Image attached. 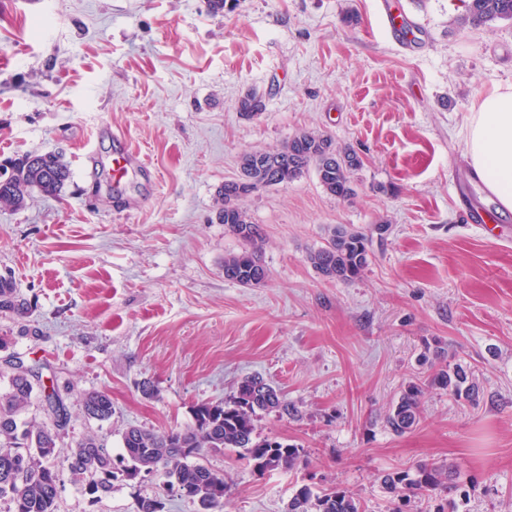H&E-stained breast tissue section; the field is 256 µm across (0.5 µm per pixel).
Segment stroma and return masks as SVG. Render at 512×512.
<instances>
[{
    "label": "stroma",
    "mask_w": 512,
    "mask_h": 512,
    "mask_svg": "<svg viewBox=\"0 0 512 512\" xmlns=\"http://www.w3.org/2000/svg\"><path fill=\"white\" fill-rule=\"evenodd\" d=\"M460 16L448 0H226L217 15L207 0H0V162L56 153L72 173L60 196L0 207V275L32 308L0 312V390L6 354L40 366L71 413L61 449L92 433L117 454L127 426L190 424L194 405L256 374L297 410L259 414V432L304 463L261 473L209 454L234 484L224 512H284L304 485L388 512L382 475L429 463L454 473L457 512H512V214L461 155L474 102L512 83V23ZM255 91L266 109L248 119L239 103ZM104 126L156 170L154 189L113 182ZM302 131L358 152L355 196L330 197L312 173L255 192L244 205L268 279L226 281L242 244L217 219L218 188L242 154ZM468 203L486 223L466 220ZM337 225L374 242L347 284L306 260ZM437 354L472 372L476 405L427 385ZM416 379L420 423L394 435L384 417ZM89 391L111 396L110 420L82 416ZM161 486L121 477L93 500L66 473L56 512H135Z\"/></svg>",
    "instance_id": "35a3bbf8"
}]
</instances>
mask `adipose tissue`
<instances>
[{"mask_svg":"<svg viewBox=\"0 0 512 512\" xmlns=\"http://www.w3.org/2000/svg\"><path fill=\"white\" fill-rule=\"evenodd\" d=\"M464 157L480 187L502 212H512V83L495 85L473 105L466 125Z\"/></svg>","mask_w":512,"mask_h":512,"instance_id":"ef3b65f1","label":"adipose tissue"}]
</instances>
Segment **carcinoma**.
Returning <instances> with one entry per match:
<instances>
[{"mask_svg": "<svg viewBox=\"0 0 512 512\" xmlns=\"http://www.w3.org/2000/svg\"><path fill=\"white\" fill-rule=\"evenodd\" d=\"M498 21H512V0H469L462 24L484 27ZM239 108L247 118L258 117L265 111V101L260 93L253 92L241 100ZM361 166L351 146L337 145L332 138L314 131L298 133L279 147L244 154L239 175L224 181L218 191L220 223L244 244L241 251L224 256V279L244 287L260 286L267 279L260 259L263 230L243 206L249 195L263 187L291 183L312 168L324 192L345 201L354 195V175ZM70 179V168L55 153L15 159L9 179H0V204L19 206L34 192L58 196ZM370 259L366 236L342 225L332 228L327 244L307 257L322 276L343 283L359 279ZM0 312L21 318L31 313L30 304L9 276H0ZM429 382L459 400L473 402L479 394L460 365L440 366ZM33 391V380L15 371L8 391L0 394V499L9 502V512H55L65 470L82 483L88 495L98 498L112 489L116 471L133 479L145 469L155 471L163 486L180 488L184 498L199 505V512H223L232 485L223 472L201 462L206 452L234 453L259 471L292 470L301 460L296 446L257 432V412L292 414L283 397L258 376L244 378L230 402L194 406L190 425L164 433L138 425L127 427L122 433V453L117 456L94 434L82 437L68 453L60 455L58 442L70 415L53 386L42 387L43 406L52 423H18ZM421 395V385L411 382L389 410L385 425L393 434L401 436L417 427ZM82 413L89 420H110L111 397L104 391L86 393ZM449 480L446 467L432 464L413 475L389 473L382 483L397 493L398 505L392 512H405L411 498L419 495L448 500L452 490ZM285 512H363V506L344 490L319 495L303 485L289 499Z\"/></svg>", "mask_w": 512, "mask_h": 512, "instance_id": "1", "label": "carcinoma"}]
</instances>
